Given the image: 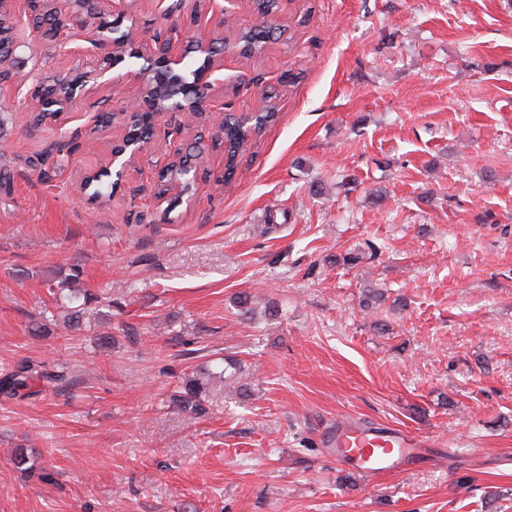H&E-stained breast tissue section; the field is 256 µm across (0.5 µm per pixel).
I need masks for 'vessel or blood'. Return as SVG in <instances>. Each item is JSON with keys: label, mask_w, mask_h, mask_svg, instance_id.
Listing matches in <instances>:
<instances>
[{"label": "vessel or blood", "mask_w": 512, "mask_h": 512, "mask_svg": "<svg viewBox=\"0 0 512 512\" xmlns=\"http://www.w3.org/2000/svg\"><path fill=\"white\" fill-rule=\"evenodd\" d=\"M325 439L338 460L375 475L403 471L422 457L429 446L428 440L420 435L351 420L329 427Z\"/></svg>", "instance_id": "1"}]
</instances>
